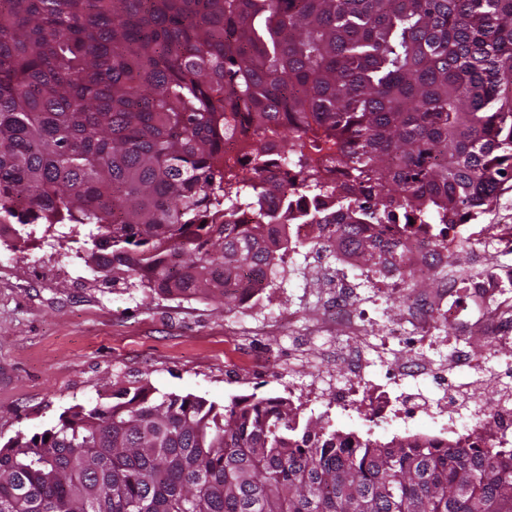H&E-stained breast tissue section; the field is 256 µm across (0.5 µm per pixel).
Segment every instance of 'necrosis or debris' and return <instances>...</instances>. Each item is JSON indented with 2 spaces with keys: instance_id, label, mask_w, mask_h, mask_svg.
I'll return each instance as SVG.
<instances>
[{
  "instance_id": "1",
  "label": "necrosis or debris",
  "mask_w": 512,
  "mask_h": 512,
  "mask_svg": "<svg viewBox=\"0 0 512 512\" xmlns=\"http://www.w3.org/2000/svg\"><path fill=\"white\" fill-rule=\"evenodd\" d=\"M295 214L293 223L270 224L266 227L268 241L276 245L275 269L288 274L298 258L322 262L326 284L352 288L354 281L362 280L381 288L384 293L400 296L407 273H418L438 280L435 290L425 295L423 310L415 315L414 334L405 336L391 330L390 338L400 340L404 347L414 349L436 344L443 329H450L452 337H460L471 321H480L488 336L490 352L500 346L512 345V331L504 329L499 320L502 305L512 298V269H502L495 264L491 247L493 231L508 235L512 227L489 224L405 225L368 224L364 236L378 239L382 244L397 247L402 264L393 266L390 261L380 265L364 261L352 248L338 245L328 235L327 227L316 222V207L311 196L294 193L291 199ZM477 245L482 270L452 275L448 272L462 244ZM346 362L348 376L330 390H311L310 404L328 411L346 415L356 405H366L369 421L375 427L391 426L402 421L405 428L428 427L433 438L458 439L465 431L458 425L462 413H469L472 422H483L493 429L484 441L485 447L496 449L503 457L512 456V372H507L495 395L486 402L474 401L468 391L456 389L452 399L436 402L417 399L411 393L395 394L391 386L402 376L394 369H386L385 383L367 379L364 373L366 359L359 351H351Z\"/></svg>"
}]
</instances>
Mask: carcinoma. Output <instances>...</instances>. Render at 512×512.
I'll return each instance as SVG.
<instances>
[{"label": "carcinoma", "mask_w": 512, "mask_h": 512, "mask_svg": "<svg viewBox=\"0 0 512 512\" xmlns=\"http://www.w3.org/2000/svg\"><path fill=\"white\" fill-rule=\"evenodd\" d=\"M252 130L249 169L224 139ZM279 146L332 233L473 224L512 189V0H0V230L105 282L235 303ZM336 154L345 182L308 166ZM369 189L375 207L358 193ZM249 212L253 224L232 220ZM0 445V512H512V460L144 383Z\"/></svg>", "instance_id": "obj_1"}]
</instances>
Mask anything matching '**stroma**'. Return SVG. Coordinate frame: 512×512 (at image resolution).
<instances>
[{"instance_id": "1", "label": "stroma", "mask_w": 512, "mask_h": 512, "mask_svg": "<svg viewBox=\"0 0 512 512\" xmlns=\"http://www.w3.org/2000/svg\"><path fill=\"white\" fill-rule=\"evenodd\" d=\"M320 274L276 277V304L248 316L206 298L171 299L147 288L109 286L85 262L83 243L14 247L0 242V442L39 432L66 409L96 402L120 386L150 383L163 393L194 394L226 404L232 397L281 396L288 383L341 381L343 352L364 351L370 373L383 362L410 363L392 326L411 330L404 307L360 288L370 320L362 336L323 307ZM479 366L451 362L447 349L425 356L482 400L495 391L512 359L490 354L481 325L462 344Z\"/></svg>"}]
</instances>
